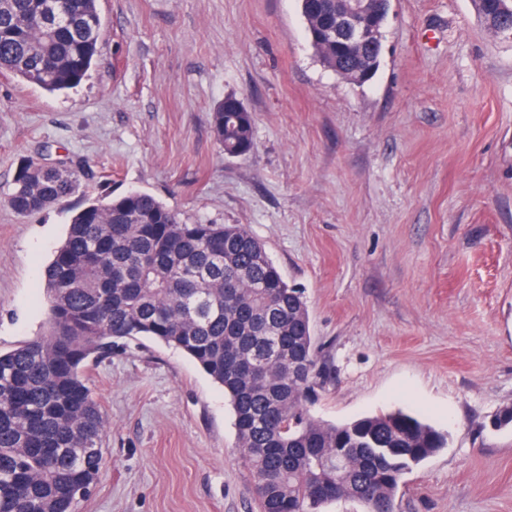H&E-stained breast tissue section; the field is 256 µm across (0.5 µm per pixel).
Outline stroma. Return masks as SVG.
<instances>
[{
  "instance_id": "35a3bbf8",
  "label": "stroma",
  "mask_w": 512,
  "mask_h": 512,
  "mask_svg": "<svg viewBox=\"0 0 512 512\" xmlns=\"http://www.w3.org/2000/svg\"><path fill=\"white\" fill-rule=\"evenodd\" d=\"M75 88L0 72V349L46 334L44 269L88 202L147 192L182 219L241 224L303 290L315 420L416 412L447 445L397 512H512V40L473 0H391L374 78L325 67L298 0H99ZM237 97L255 150L227 157L212 113ZM80 170L22 218L27 161ZM102 462L78 512H260L223 389L141 337L89 364Z\"/></svg>"
}]
</instances>
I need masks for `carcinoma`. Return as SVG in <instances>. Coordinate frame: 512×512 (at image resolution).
<instances>
[{
  "label": "carcinoma",
  "instance_id": "carcinoma-1",
  "mask_svg": "<svg viewBox=\"0 0 512 512\" xmlns=\"http://www.w3.org/2000/svg\"><path fill=\"white\" fill-rule=\"evenodd\" d=\"M306 35L344 76L376 73L371 51L336 36V0H300ZM479 18L512 30V0H477ZM97 0H0V70L49 92L78 86L98 55ZM224 154L255 149L253 117L220 104ZM77 172L28 161L10 209L42 212L75 192ZM51 331L0 350V512H76L102 460L104 418L84 370L122 340L148 337L189 355L224 388L262 512H320L339 499L396 512L404 465L447 444L397 410L325 424L305 407L325 381L304 297L241 224L187 223L131 191L80 210L44 272ZM392 449L381 453L378 448Z\"/></svg>",
  "mask_w": 512,
  "mask_h": 512
}]
</instances>
